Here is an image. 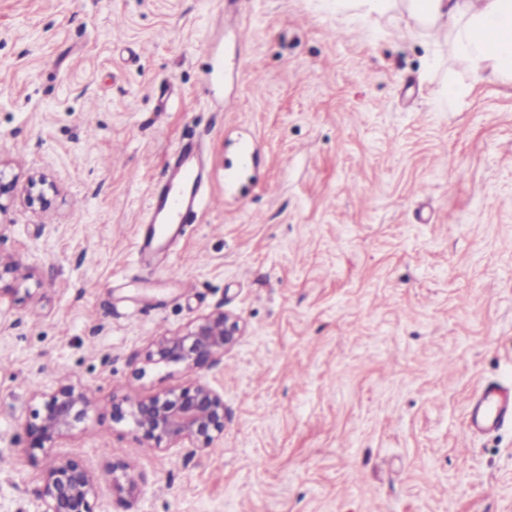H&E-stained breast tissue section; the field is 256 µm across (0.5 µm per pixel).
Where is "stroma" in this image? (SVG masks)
Instances as JSON below:
<instances>
[{"label":"stroma","mask_w":512,"mask_h":512,"mask_svg":"<svg viewBox=\"0 0 512 512\" xmlns=\"http://www.w3.org/2000/svg\"><path fill=\"white\" fill-rule=\"evenodd\" d=\"M245 133L257 161L228 197ZM189 138L217 203L139 263ZM0 167L57 187L0 216V255L33 273L0 299V512H32L70 457L97 512H512V426H466L476 388L512 383V86L447 31L334 0H0ZM217 308L245 327L219 363L147 365ZM64 378L95 407L30 454L33 395ZM200 381L224 395L208 453L112 418Z\"/></svg>","instance_id":"35a3bbf8"}]
</instances>
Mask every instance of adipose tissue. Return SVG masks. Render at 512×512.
<instances>
[{
	"instance_id": "ef3b65f1",
	"label": "adipose tissue",
	"mask_w": 512,
	"mask_h": 512,
	"mask_svg": "<svg viewBox=\"0 0 512 512\" xmlns=\"http://www.w3.org/2000/svg\"><path fill=\"white\" fill-rule=\"evenodd\" d=\"M402 9L417 27L446 28L460 63L474 76L512 84V0H336L365 19Z\"/></svg>"
}]
</instances>
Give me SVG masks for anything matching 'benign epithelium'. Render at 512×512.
I'll list each match as a JSON object with an SVG mask.
<instances>
[{
    "instance_id": "7a95c632",
    "label": "benign epithelium",
    "mask_w": 512,
    "mask_h": 512,
    "mask_svg": "<svg viewBox=\"0 0 512 512\" xmlns=\"http://www.w3.org/2000/svg\"><path fill=\"white\" fill-rule=\"evenodd\" d=\"M56 192L53 183L32 175L23 187L6 179L0 169V198L18 199L32 210L47 208ZM32 274L13 259L0 256V297L17 293L14 284ZM243 335L239 320L222 310L200 316L174 335L153 341L147 361L154 365L201 369L219 362ZM39 408L26 423L29 449L48 451L79 430L93 407L86 386L79 382H59L38 392ZM115 420L127 422L145 441L175 443L193 453H205L224 436V395L207 383L159 393L147 399L125 397L112 405ZM112 487L134 497L135 480L127 466H112ZM97 478L80 459L68 458L52 465L44 474L40 512H95Z\"/></svg>"
}]
</instances>
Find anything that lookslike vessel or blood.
<instances>
[{"mask_svg":"<svg viewBox=\"0 0 512 512\" xmlns=\"http://www.w3.org/2000/svg\"><path fill=\"white\" fill-rule=\"evenodd\" d=\"M209 172L194 143L179 145L167 165L163 182L149 194L146 215L136 240L138 260L159 259L168 240L193 223L203 200ZM512 425V387L490 383L469 401L468 429L486 435Z\"/></svg>","mask_w":512,"mask_h":512,"instance_id":"1","label":"vessel or blood"}]
</instances>
